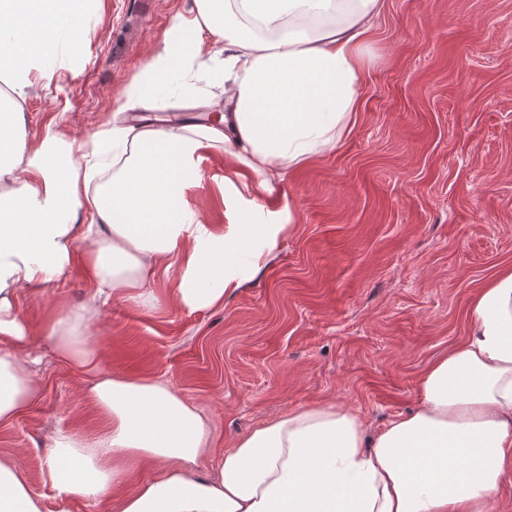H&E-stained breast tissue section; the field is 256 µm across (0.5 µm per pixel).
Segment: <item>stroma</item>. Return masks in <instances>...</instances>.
Listing matches in <instances>:
<instances>
[{"instance_id":"obj_1","label":"stroma","mask_w":512,"mask_h":512,"mask_svg":"<svg viewBox=\"0 0 512 512\" xmlns=\"http://www.w3.org/2000/svg\"><path fill=\"white\" fill-rule=\"evenodd\" d=\"M193 0H101L95 25L24 103L28 140L76 139L111 121L146 57ZM364 52L353 133L257 203L290 205L292 228L223 305L173 308L160 276L155 308L118 296L99 305L93 340L105 371L158 378L212 417L207 476L225 448L304 405L359 411L370 434L418 401L422 372L459 348L471 300L512 266V0H383ZM188 201L205 224L242 218L215 182L224 153L201 165ZM75 262L17 307L41 361L36 400L0 425V458L18 456L34 493L50 489L56 432L102 423L82 379L43 333L61 307L93 295Z\"/></svg>"}]
</instances>
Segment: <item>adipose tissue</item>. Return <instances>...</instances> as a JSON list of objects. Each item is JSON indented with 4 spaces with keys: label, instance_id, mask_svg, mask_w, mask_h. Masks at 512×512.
Returning <instances> with one entry per match:
<instances>
[{
    "label": "adipose tissue",
    "instance_id": "obj_1",
    "mask_svg": "<svg viewBox=\"0 0 512 512\" xmlns=\"http://www.w3.org/2000/svg\"><path fill=\"white\" fill-rule=\"evenodd\" d=\"M100 0H0V425L38 395L21 289L61 276L76 256L96 297L59 310L45 334L80 374L104 426L61 430L48 454L52 505L18 459L0 458V512H71L113 495L115 512H490L512 469V267L472 298L464 344L421 375L415 409L369 436L348 407L289 410L225 449L214 475L196 472L210 418L158 379L105 372L90 325L98 297L153 306L158 273H175L172 302L222 305L291 223L205 224L187 190L223 149L219 189L245 214L286 170L335 148L357 124L363 38L382 0H193L175 20L104 128L83 140L25 135L34 76L53 47L89 30ZM219 49L203 51L205 37ZM204 73L224 87L209 123L159 120L149 109L173 78ZM154 473L133 480L134 469Z\"/></svg>",
    "mask_w": 512,
    "mask_h": 512
}]
</instances>
